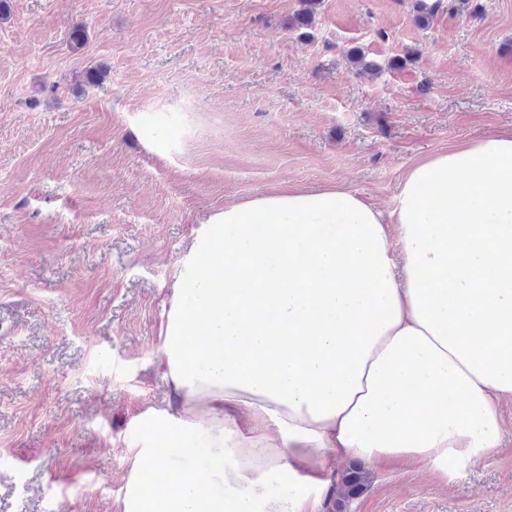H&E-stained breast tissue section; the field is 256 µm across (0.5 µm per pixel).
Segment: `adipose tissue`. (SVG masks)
Masks as SVG:
<instances>
[{
  "label": "adipose tissue",
  "mask_w": 512,
  "mask_h": 512,
  "mask_svg": "<svg viewBox=\"0 0 512 512\" xmlns=\"http://www.w3.org/2000/svg\"><path fill=\"white\" fill-rule=\"evenodd\" d=\"M121 512H318L354 462L440 474L512 398V132L431 155L388 208L336 184L225 206L175 265Z\"/></svg>",
  "instance_id": "1"
}]
</instances>
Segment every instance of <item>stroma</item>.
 Returning <instances> with one entry per match:
<instances>
[{"label": "stroma", "instance_id": "35a3bbf8", "mask_svg": "<svg viewBox=\"0 0 512 512\" xmlns=\"http://www.w3.org/2000/svg\"><path fill=\"white\" fill-rule=\"evenodd\" d=\"M420 2L320 0L304 40L284 27L299 0H10L0 512H120L131 446L157 437L136 420L173 404L157 369L173 266L225 205L342 184L385 208L428 155L512 130V0L426 29ZM501 412L489 456L447 477L367 465L347 512H512V401Z\"/></svg>", "mask_w": 512, "mask_h": 512}]
</instances>
